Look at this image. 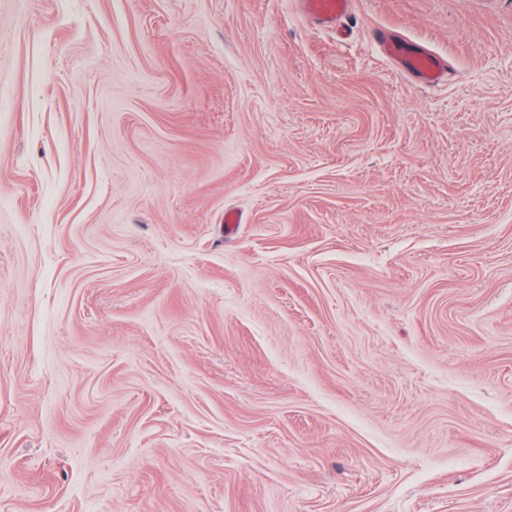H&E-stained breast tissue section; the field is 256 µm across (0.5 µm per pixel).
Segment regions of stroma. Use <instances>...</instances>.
Returning <instances> with one entry per match:
<instances>
[{"mask_svg": "<svg viewBox=\"0 0 512 512\" xmlns=\"http://www.w3.org/2000/svg\"><path fill=\"white\" fill-rule=\"evenodd\" d=\"M300 2L0 0V512H512V0ZM306 11L318 18L336 20L344 16L350 8L349 0H306ZM381 40L387 56L401 59L403 70L407 73L420 75L427 85L438 84L447 76L445 65L436 57L424 52H414L404 56L403 47L398 41L385 39L384 37Z\"/></svg>", "mask_w": 512, "mask_h": 512, "instance_id": "stroma-1", "label": "stroma"}]
</instances>
